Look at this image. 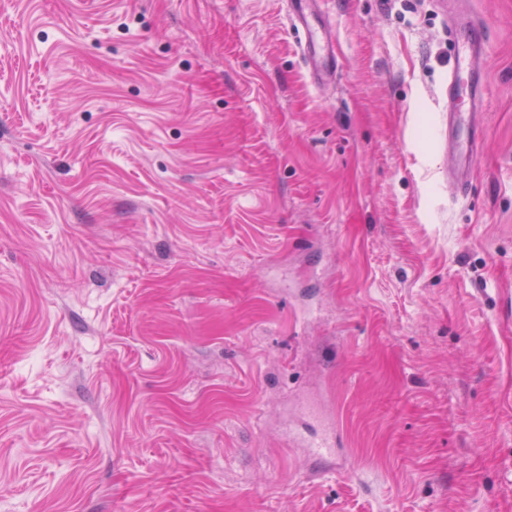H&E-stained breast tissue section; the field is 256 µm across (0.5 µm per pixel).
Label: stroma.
<instances>
[{"instance_id":"stroma-1","label":"stroma","mask_w":512,"mask_h":512,"mask_svg":"<svg viewBox=\"0 0 512 512\" xmlns=\"http://www.w3.org/2000/svg\"><path fill=\"white\" fill-rule=\"evenodd\" d=\"M317 4L0 0V512H512V0ZM315 0H291L294 5L293 20L297 27L308 34L309 53H311L318 75L322 76L332 70L335 59L334 34L321 27H315L311 22L312 9ZM467 32L457 38L448 75V181L463 190L477 161L484 138L480 109L487 94L483 80L487 45L476 22L455 24Z\"/></svg>"}]
</instances>
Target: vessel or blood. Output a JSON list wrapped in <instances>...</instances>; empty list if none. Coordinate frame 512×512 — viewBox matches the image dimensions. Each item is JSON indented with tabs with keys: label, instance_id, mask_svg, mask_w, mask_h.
<instances>
[{
	"label": "vessel or blood",
	"instance_id": "1",
	"mask_svg": "<svg viewBox=\"0 0 512 512\" xmlns=\"http://www.w3.org/2000/svg\"><path fill=\"white\" fill-rule=\"evenodd\" d=\"M293 20L308 34L310 53L317 74L332 70L335 59L334 36L331 31L311 22L314 0H291ZM461 36L453 55L448 75V155L451 164L448 179L456 190H463L477 161L484 138L480 109L487 94L483 80L487 45L478 23H461Z\"/></svg>",
	"mask_w": 512,
	"mask_h": 512
}]
</instances>
